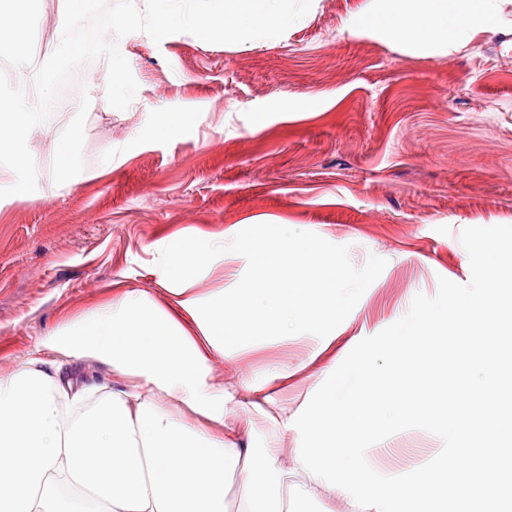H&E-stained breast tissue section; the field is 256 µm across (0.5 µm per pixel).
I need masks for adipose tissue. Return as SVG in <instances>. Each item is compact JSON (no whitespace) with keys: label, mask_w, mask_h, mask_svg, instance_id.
Returning a JSON list of instances; mask_svg holds the SVG:
<instances>
[{"label":"adipose tissue","mask_w":512,"mask_h":512,"mask_svg":"<svg viewBox=\"0 0 512 512\" xmlns=\"http://www.w3.org/2000/svg\"><path fill=\"white\" fill-rule=\"evenodd\" d=\"M501 0H365L350 27L368 30L423 53L463 47L500 12ZM253 260L252 277L235 292L202 297L195 273L220 275L233 254ZM172 303L144 290H125L62 327L51 349L55 360H34L0 375V512H229L227 479L245 473V512H297L284 494L288 471L271 449L235 441L252 433L253 420L227 416L229 403L258 411L274 433L294 430L309 439L293 471L304 493L328 497L367 487L380 512H504L512 505V461L498 454L512 436V418L487 427L485 478L469 469H419L408 480L377 481L363 445L382 430L380 417L403 425L447 426L448 401L434 380L442 342L466 340L462 367L480 376L470 413L494 402L488 393L503 364H512V308L497 305L508 272H489L483 287L425 303L387 337L393 370L385 386L367 348L322 392L314 413L288 405V369L269 380L242 379L236 400L210 376L214 357H228L244 338L262 340L268 328L288 335L298 325L336 321L346 307L340 260L298 250L287 233L249 240L227 231L208 247L185 242L163 255ZM80 358L111 366L126 380L122 391L93 376L74 382L64 362ZM168 403L187 423L158 410Z\"/></svg>","instance_id":"1"}]
</instances>
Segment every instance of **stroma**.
<instances>
[{"label": "stroma", "mask_w": 512, "mask_h": 512, "mask_svg": "<svg viewBox=\"0 0 512 512\" xmlns=\"http://www.w3.org/2000/svg\"><path fill=\"white\" fill-rule=\"evenodd\" d=\"M362 0H313L282 36L248 48L176 33L161 43L126 35L120 48L138 90L129 107L106 101L107 65L78 68L65 111L28 148L35 192L0 200V374L51 356L56 333L110 301L113 282L158 301L160 255L180 237L226 229L297 245L345 264L352 289L336 324L242 341L211 362L240 390L287 365L288 395L317 399L366 347L383 345L414 305L466 293L486 276L483 246L512 244V0L460 50L427 55L350 31ZM170 119L167 134L155 127ZM78 164L58 174L57 148ZM111 170H104V157ZM252 258L223 279L198 270L197 291L237 288ZM473 392L448 388L457 429L386 425L365 454L387 480L448 461L456 435L476 434ZM298 512H375L365 490L330 501L302 496Z\"/></svg>", "instance_id": "1"}]
</instances>
